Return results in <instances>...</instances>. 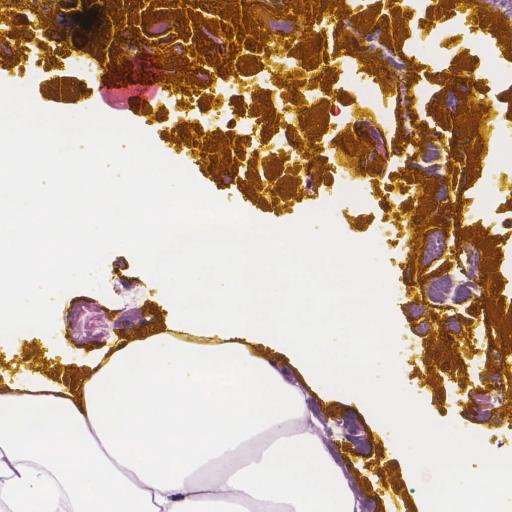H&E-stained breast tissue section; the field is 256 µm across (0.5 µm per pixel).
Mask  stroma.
Instances as JSON below:
<instances>
[{
	"mask_svg": "<svg viewBox=\"0 0 512 512\" xmlns=\"http://www.w3.org/2000/svg\"><path fill=\"white\" fill-rule=\"evenodd\" d=\"M310 13L312 34L323 43L331 67L319 83H307L303 97H285L274 75L305 71L303 57L281 52L265 58L263 48L249 50L254 67L228 73L208 68L213 103L196 104L194 114L180 105L143 114L132 103L163 96L178 67L153 62L158 49L148 44L123 54V71L109 94L100 95L101 68L89 61L79 42L57 43L60 27L79 30L76 10H34L19 30L0 28V40L15 44L19 60L0 66V83L29 87L34 102L64 114L93 109L125 120L149 136L163 156L184 122L211 138L243 140L268 131L271 143L256 166L245 164L217 172L206 159L190 164L194 179L224 202L225 221L246 216L254 224H300L320 233L318 218L333 215L336 243L364 242L388 279L382 288L397 352L406 364L404 382L421 390L434 421L466 434L471 463L483 449L512 454V40L502 38L503 18L512 0H485L482 13L463 21L449 0H405L393 9L389 0H343L350 26L367 20L368 38L354 42L348 31L328 25L329 0ZM495 73L494 81L470 94L457 84L460 66ZM69 85L72 95L45 93L46 78ZM495 106L490 128L479 129L477 106ZM317 113L322 140L300 134L304 116ZM466 123H459L458 115ZM363 151L345 153L353 138ZM434 154H427L426 144ZM467 156L456 177L448 165L458 147ZM306 165L310 190L286 210L274 203L245 205L237 189L243 183L287 182L293 165ZM431 210H423L421 196ZM417 210L416 242L405 238L404 211ZM433 238L445 241L440 253L428 250ZM496 257L495 274L472 277L462 296L432 298L434 282L467 275L473 257ZM487 290L476 301L477 290ZM150 288L148 273L135 253L99 248L85 273H68L50 296L58 324L68 331L62 355L72 377L89 374L103 347L116 336L137 339L159 331L165 313ZM55 376L49 338L21 330L0 351V370L17 374L21 366ZM323 419L334 426V448L364 512H390L384 489L398 494L405 512H419L421 492L437 471L423 466L408 478L382 442L385 416L369 411L362 396L345 390L320 402Z\"/></svg>",
	"mask_w": 512,
	"mask_h": 512,
	"instance_id": "obj_1",
	"label": "stroma"
}]
</instances>
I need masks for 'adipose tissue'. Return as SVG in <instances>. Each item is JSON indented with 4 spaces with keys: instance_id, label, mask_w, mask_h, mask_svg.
I'll use <instances>...</instances> for the list:
<instances>
[{
    "instance_id": "ef3b65f1",
    "label": "adipose tissue",
    "mask_w": 512,
    "mask_h": 512,
    "mask_svg": "<svg viewBox=\"0 0 512 512\" xmlns=\"http://www.w3.org/2000/svg\"><path fill=\"white\" fill-rule=\"evenodd\" d=\"M0 183V334L52 331L48 295L60 267H92L99 246L134 251L152 274L164 331L113 338L79 389L34 371L0 391V512H360L300 385L279 366L299 357L322 393L359 389L389 414L407 470L466 452L461 432L433 423L421 391L402 381L389 352L352 357L337 322L359 306L369 323L388 317L382 293L285 288L300 280L322 236L291 224H116L102 243L74 246L67 232L21 223ZM313 302L312 312L303 305ZM465 478L440 476L421 512H502L512 465L489 448Z\"/></svg>"
}]
</instances>
